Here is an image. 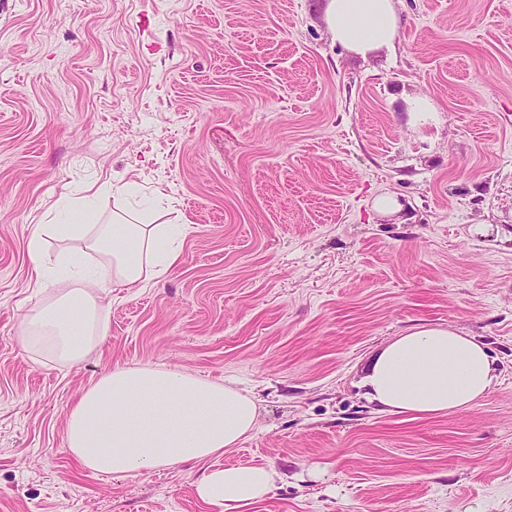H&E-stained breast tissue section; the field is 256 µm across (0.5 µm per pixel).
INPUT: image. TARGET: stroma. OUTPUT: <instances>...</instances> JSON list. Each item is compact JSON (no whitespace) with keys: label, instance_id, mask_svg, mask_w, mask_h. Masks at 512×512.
Wrapping results in <instances>:
<instances>
[{"label":"stroma","instance_id":"obj_1","mask_svg":"<svg viewBox=\"0 0 512 512\" xmlns=\"http://www.w3.org/2000/svg\"><path fill=\"white\" fill-rule=\"evenodd\" d=\"M323 2L0 0V512H223L195 495L209 462L76 463L68 409L116 367L255 398L216 463L278 479L240 512H512V0H397L393 49L364 58ZM90 192L100 223L189 231L166 276L107 286L106 339L60 365L18 329L70 277L38 282L25 244ZM422 325L487 346L472 408L366 398L373 357Z\"/></svg>","mask_w":512,"mask_h":512}]
</instances>
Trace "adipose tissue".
Wrapping results in <instances>:
<instances>
[{
  "label": "adipose tissue",
  "mask_w": 512,
  "mask_h": 512,
  "mask_svg": "<svg viewBox=\"0 0 512 512\" xmlns=\"http://www.w3.org/2000/svg\"><path fill=\"white\" fill-rule=\"evenodd\" d=\"M324 18L335 43L360 56L392 46L399 30L396 0H325ZM62 223L36 225L27 250L38 277L72 271L73 286L37 302L21 324L25 350L48 360L83 361L105 338V283L129 290L160 278L180 260L183 227L134 224L123 216L101 224L92 202L67 206ZM79 239L100 258L101 275L74 271V256L50 252L51 238ZM495 382L484 343L442 327L412 328L374 358L364 379L368 398L384 411L418 419L469 409ZM258 405L230 385L178 369L118 367L72 403L67 446L83 469L128 474L222 456L256 427ZM277 472L266 465L216 467L195 484L197 498L224 512L265 499Z\"/></svg>",
  "instance_id": "1"
}]
</instances>
